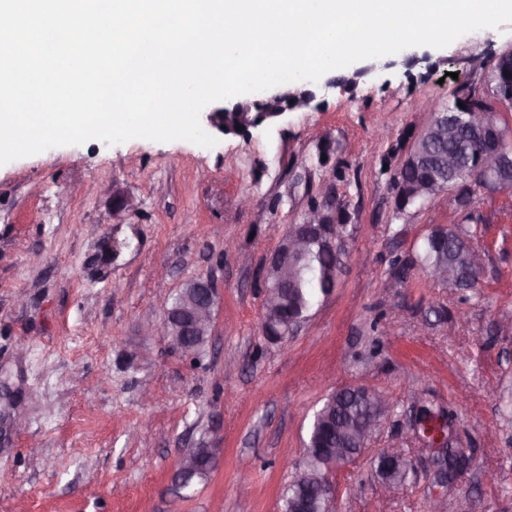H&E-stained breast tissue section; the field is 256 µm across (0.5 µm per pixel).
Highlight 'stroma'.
Wrapping results in <instances>:
<instances>
[{
	"instance_id": "stroma-1",
	"label": "stroma",
	"mask_w": 512,
	"mask_h": 512,
	"mask_svg": "<svg viewBox=\"0 0 512 512\" xmlns=\"http://www.w3.org/2000/svg\"><path fill=\"white\" fill-rule=\"evenodd\" d=\"M510 48L507 23L418 47L412 67L389 56L354 89L319 80L311 107L211 148L90 140L0 165V380L14 395L0 402V512H280L314 412L350 386L393 409L336 472V512H377L384 447L415 462L387 512H429L440 491L410 431L418 398L452 409L473 453L448 512H512V334L498 330L512 316V194L471 207L477 290L416 266L398 279L392 257L461 216L441 195L395 218L385 166L422 111L482 87ZM314 198L345 204L355 232L332 294L274 343L264 268ZM197 278L216 289L215 319L190 358L144 328L163 321L159 288ZM203 445L221 451L214 470L175 496L179 457Z\"/></svg>"
}]
</instances>
